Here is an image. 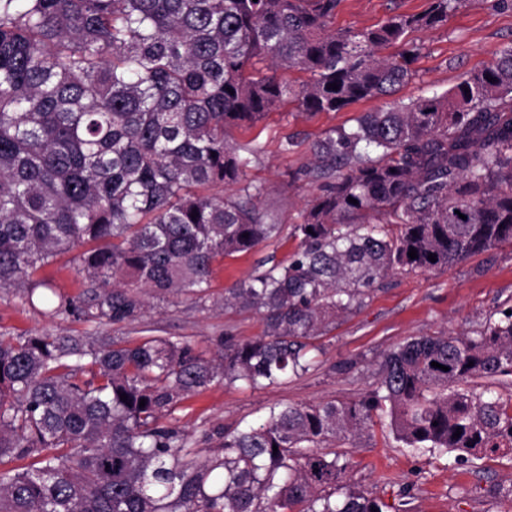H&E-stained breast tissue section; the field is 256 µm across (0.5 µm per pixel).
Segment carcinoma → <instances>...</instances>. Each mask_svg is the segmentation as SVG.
<instances>
[{
  "label": "carcinoma",
  "instance_id": "1",
  "mask_svg": "<svg viewBox=\"0 0 512 512\" xmlns=\"http://www.w3.org/2000/svg\"><path fill=\"white\" fill-rule=\"evenodd\" d=\"M339 2L0 0V282L31 298L38 269L85 245L97 286L52 313L131 322L135 289L201 294L217 258L278 237L246 179L255 152L226 128L288 99L316 114L391 93L413 77L410 35L447 24L463 0L331 32ZM286 67L311 78L295 90L278 78ZM311 151L332 182L292 225L297 251L224 291L264 335L227 334L216 358L161 337L0 340V512H384L359 491L336 499L347 460L321 447L382 416L407 448L512 451V403L491 390L512 375L504 311L472 336L399 345L357 400L270 407L224 432L204 464L162 422L215 382L258 390L307 372L313 340L390 274L512 244V46L445 94L366 112ZM217 185L238 195L201 193Z\"/></svg>",
  "mask_w": 512,
  "mask_h": 512
}]
</instances>
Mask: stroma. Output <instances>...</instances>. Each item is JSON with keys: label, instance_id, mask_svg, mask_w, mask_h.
Here are the masks:
<instances>
[{"label": "stroma", "instance_id": "stroma-1", "mask_svg": "<svg viewBox=\"0 0 512 512\" xmlns=\"http://www.w3.org/2000/svg\"><path fill=\"white\" fill-rule=\"evenodd\" d=\"M428 0H341L328 27L363 30L397 13L423 11ZM421 46L414 77L392 98L379 97L339 112L313 116L287 104L256 127H232L228 141L256 150L247 180L263 190L256 205L284 227L301 223L308 204L322 192L313 172V143L331 129L354 125L358 116L385 108L390 100L409 102L446 93L468 73L481 69L495 52L512 45V8L497 0H464L446 25L417 32ZM298 242L289 235L267 241L248 254L217 260L205 294L159 297L141 291L144 309L132 322L85 323L51 316L45 302H29L24 289L0 287V339L43 332L116 336L135 341L166 337L214 356L224 334L246 340L262 335L259 316L224 305V290L272 265H288ZM71 250L39 269L48 299L80 300L91 282ZM512 306V245L467 258L450 269L399 271L365 305L336 322L312 352L307 373L262 390L215 383L183 400L166 417L189 441L197 460L212 456L220 433L264 419L277 404L351 401L374 381L376 365L389 351L418 336L468 334L495 312ZM349 461L342 490H359L392 505L407 501L409 512H512V451L479 459L416 451L397 442L386 421H375L368 435L336 441Z\"/></svg>", "mask_w": 512, "mask_h": 512}]
</instances>
